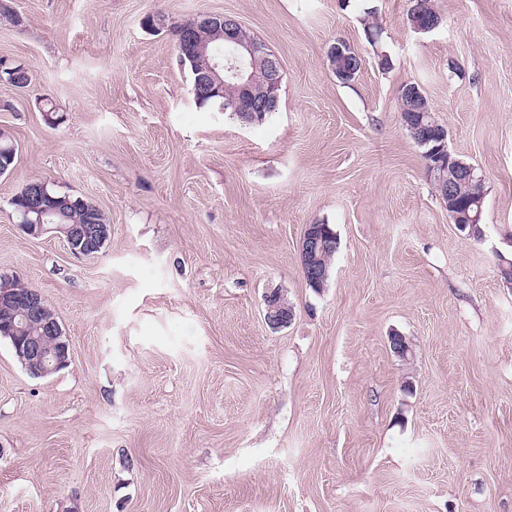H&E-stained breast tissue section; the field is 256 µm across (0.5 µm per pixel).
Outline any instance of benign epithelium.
Returning a JSON list of instances; mask_svg holds the SVG:
<instances>
[{
	"instance_id": "7a95c632",
	"label": "benign epithelium",
	"mask_w": 512,
	"mask_h": 512,
	"mask_svg": "<svg viewBox=\"0 0 512 512\" xmlns=\"http://www.w3.org/2000/svg\"><path fill=\"white\" fill-rule=\"evenodd\" d=\"M200 27H218L224 29V46L228 56L223 57L209 50L208 45L198 43L193 33ZM240 24L230 16L223 14L199 15L188 22L185 27L184 45L190 53L206 60L195 80V86L203 85L210 89L224 87V72L232 73L243 94L251 89L252 76L245 70L247 60L257 58L265 62V81L269 94L260 100L244 101V98L226 100L221 103L220 111L262 112L269 109L277 100L283 70L278 56L267 46L256 40H243L239 36ZM411 133L417 137L430 132L437 137L439 145L435 151L450 154L447 143V130L436 124L428 126L409 124ZM484 180L483 175L474 166L464 168L453 165L448 171V181L441 182L444 197L448 199V208L453 210L457 219L467 218L469 235H474L479 228L477 216H464L455 211L457 185L461 182L475 183ZM25 195L30 198L29 205L17 209L19 224L33 237L54 232L63 237L70 253L76 257H90L101 251L109 230L101 224H53L51 217L60 213L54 203H46L51 198L49 185L41 179L30 180L25 184ZM320 225L305 226L300 241V264L304 279L324 286L329 270L322 263V253L329 240L319 233ZM292 309L278 301L266 302L265 320L273 329L288 325L292 320ZM0 335L11 339L17 357L23 367L33 376L44 377L54 373L69 363L70 345L63 339L62 329L56 318L52 317L49 307L36 288H28L20 293L10 287L8 282L0 285Z\"/></svg>"
}]
</instances>
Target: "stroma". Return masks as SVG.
Returning a JSON list of instances; mask_svg holds the SVG:
<instances>
[{
	"mask_svg": "<svg viewBox=\"0 0 512 512\" xmlns=\"http://www.w3.org/2000/svg\"><path fill=\"white\" fill-rule=\"evenodd\" d=\"M5 2L0 56L31 84L0 82V275L41 291L71 359L36 378L0 338V512H512V0H434L429 33L409 0ZM201 14L280 58L262 124L197 106L171 28ZM409 82L485 175L481 239L402 125ZM35 178L102 210L98 254L21 229ZM309 224L339 238L319 290ZM321 224H309L305 226L300 241V264L304 279L318 284L323 287L328 276L329 270L322 263V253L328 245L329 240L338 241L337 235L333 228L327 224L329 231L328 238L324 237L317 231ZM292 317L293 311L289 306L284 305L279 301L266 302L265 320L272 329L287 326L292 320Z\"/></svg>",
	"mask_w": 512,
	"mask_h": 512,
	"instance_id": "35a3bbf8",
	"label": "stroma"
}]
</instances>
